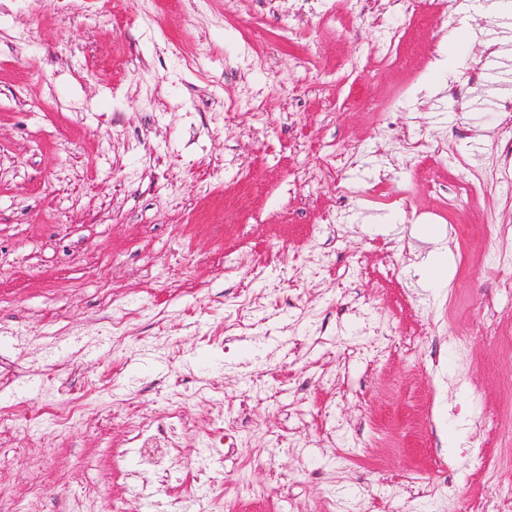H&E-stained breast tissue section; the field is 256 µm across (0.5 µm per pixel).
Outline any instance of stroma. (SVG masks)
<instances>
[{"mask_svg":"<svg viewBox=\"0 0 512 512\" xmlns=\"http://www.w3.org/2000/svg\"><path fill=\"white\" fill-rule=\"evenodd\" d=\"M511 139L512 0H0V512H512ZM133 442L139 448H167L171 459L181 458L180 452V422L170 420L165 425L146 426L142 421L132 422Z\"/></svg>","mask_w":512,"mask_h":512,"instance_id":"35a3bbf8","label":"stroma"}]
</instances>
